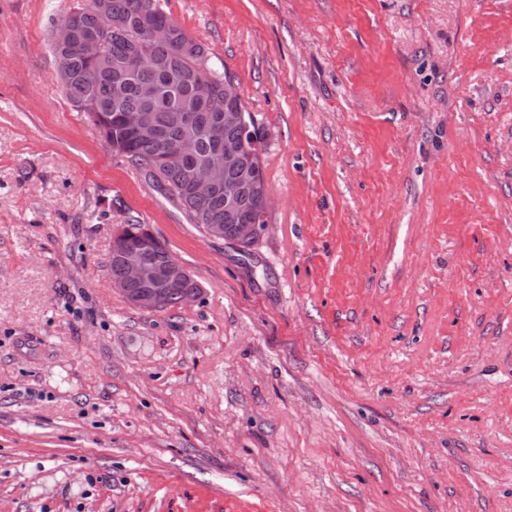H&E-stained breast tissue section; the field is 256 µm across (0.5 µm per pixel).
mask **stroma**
I'll use <instances>...</instances> for the list:
<instances>
[{
	"label": "stroma",
	"instance_id": "stroma-1",
	"mask_svg": "<svg viewBox=\"0 0 512 512\" xmlns=\"http://www.w3.org/2000/svg\"><path fill=\"white\" fill-rule=\"evenodd\" d=\"M0 0V512H512V0H168L263 134L213 241ZM137 220L201 293L109 271ZM124 226L128 232L126 243L130 246L140 247L146 251L154 262L163 264L168 256L166 265L162 270L156 268L148 259L145 252L139 250H124L120 247V241L124 237ZM115 236V249H118L117 256L112 242V255L109 262V270L112 280L117 278L121 272L122 276L113 280V287L122 295L130 305L150 312H161L167 309L178 307L179 303L187 306L195 302L200 294L198 282L191 271L178 261L171 253L166 243L156 238L149 228H144L149 234L141 236L140 232L146 224H140L132 220L125 224ZM121 263V265H120ZM172 283L176 289L161 288L162 282ZM171 296V300H170ZM170 301V303H169Z\"/></svg>",
	"mask_w": 512,
	"mask_h": 512
}]
</instances>
